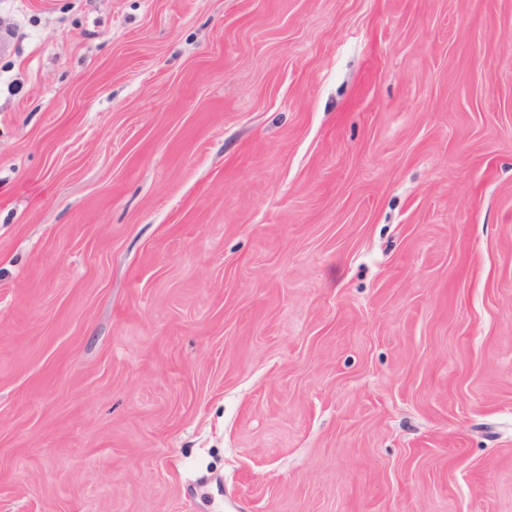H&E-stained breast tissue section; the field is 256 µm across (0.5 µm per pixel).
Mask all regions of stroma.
<instances>
[{
    "mask_svg": "<svg viewBox=\"0 0 512 512\" xmlns=\"http://www.w3.org/2000/svg\"><path fill=\"white\" fill-rule=\"evenodd\" d=\"M0 512H512V0H0Z\"/></svg>",
    "mask_w": 512,
    "mask_h": 512,
    "instance_id": "obj_1",
    "label": "stroma"
}]
</instances>
